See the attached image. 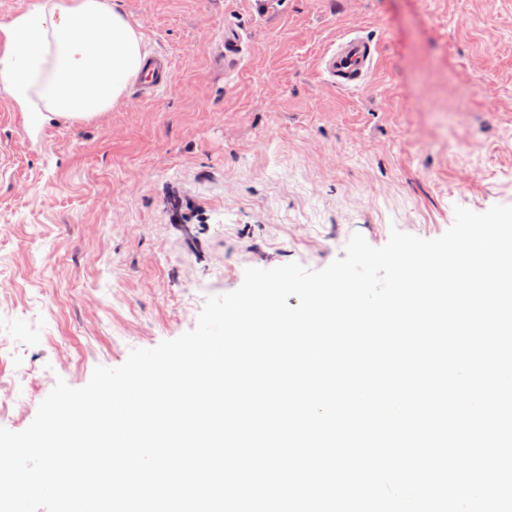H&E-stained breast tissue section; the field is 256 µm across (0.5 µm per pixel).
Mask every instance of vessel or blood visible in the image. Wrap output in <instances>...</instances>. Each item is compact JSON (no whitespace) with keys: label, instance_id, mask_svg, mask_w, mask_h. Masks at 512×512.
<instances>
[{"label":"vessel or blood","instance_id":"obj_1","mask_svg":"<svg viewBox=\"0 0 512 512\" xmlns=\"http://www.w3.org/2000/svg\"><path fill=\"white\" fill-rule=\"evenodd\" d=\"M378 65L377 45L357 31L337 37L319 60L320 70L327 82L343 88L358 87L374 73ZM172 83V67L165 56L153 54L145 58L136 80L141 98L154 97Z\"/></svg>","mask_w":512,"mask_h":512}]
</instances>
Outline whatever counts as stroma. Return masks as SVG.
Returning a JSON list of instances; mask_svg holds the SVG:
<instances>
[{"label":"stroma","mask_w":512,"mask_h":512,"mask_svg":"<svg viewBox=\"0 0 512 512\" xmlns=\"http://www.w3.org/2000/svg\"><path fill=\"white\" fill-rule=\"evenodd\" d=\"M173 84L31 136L0 95L1 426L194 328L249 267L318 270L352 234L441 236L455 206H512V0H119ZM248 42L225 70L224 27ZM355 29L381 61L352 91L318 59Z\"/></svg>","instance_id":"obj_1"}]
</instances>
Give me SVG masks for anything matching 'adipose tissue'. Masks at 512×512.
<instances>
[{"mask_svg":"<svg viewBox=\"0 0 512 512\" xmlns=\"http://www.w3.org/2000/svg\"><path fill=\"white\" fill-rule=\"evenodd\" d=\"M142 49L118 0H36L0 24V93L39 127L88 121L123 99Z\"/></svg>","mask_w":512,"mask_h":512,"instance_id":"adipose-tissue-1","label":"adipose tissue"}]
</instances>
